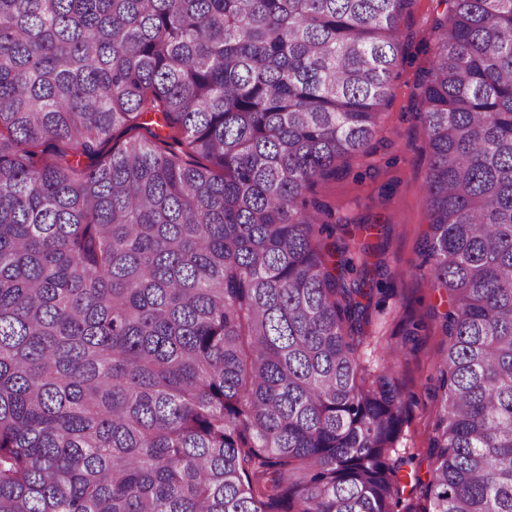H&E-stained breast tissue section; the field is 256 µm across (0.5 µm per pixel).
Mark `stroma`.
I'll list each match as a JSON object with an SVG mask.
<instances>
[{
	"instance_id": "35a3bbf8",
	"label": "stroma",
	"mask_w": 512,
	"mask_h": 512,
	"mask_svg": "<svg viewBox=\"0 0 512 512\" xmlns=\"http://www.w3.org/2000/svg\"><path fill=\"white\" fill-rule=\"evenodd\" d=\"M444 11L438 0H412L406 7L399 23L404 61L393 75V96L372 142L373 153L317 187L344 223L383 227L369 242L384 263L380 279L387 288L385 305L370 316L371 341L362 346L361 357L371 373L390 369L409 401L395 456L403 461L402 473L419 479L412 493L416 500L431 478V440L444 403L438 383L439 360L447 347L443 309L418 268L419 246L428 231L422 197L427 146L416 115L418 84L431 60L433 26ZM411 322L422 326L417 340L406 346L404 356H388L384 340L402 341V330Z\"/></svg>"
}]
</instances>
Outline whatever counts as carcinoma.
<instances>
[{
    "label": "carcinoma",
    "instance_id": "obj_1",
    "mask_svg": "<svg viewBox=\"0 0 512 512\" xmlns=\"http://www.w3.org/2000/svg\"><path fill=\"white\" fill-rule=\"evenodd\" d=\"M410 2L0 0V512H512V0H443L420 85V511L360 355L382 262L316 193Z\"/></svg>",
    "mask_w": 512,
    "mask_h": 512
}]
</instances>
